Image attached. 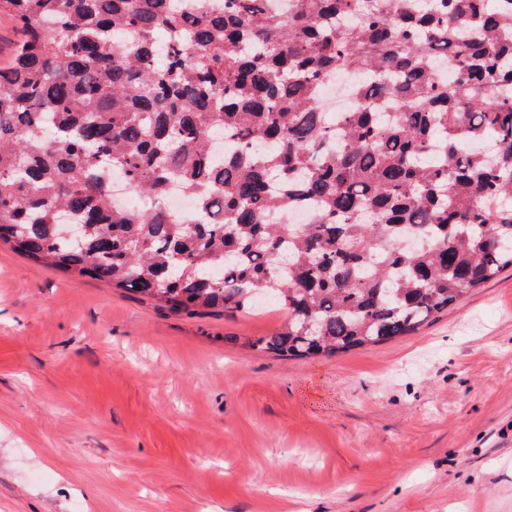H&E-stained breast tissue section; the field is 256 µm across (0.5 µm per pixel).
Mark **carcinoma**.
Returning a JSON list of instances; mask_svg holds the SVG:
<instances>
[{"label":"carcinoma","instance_id":"carcinoma-1","mask_svg":"<svg viewBox=\"0 0 512 512\" xmlns=\"http://www.w3.org/2000/svg\"><path fill=\"white\" fill-rule=\"evenodd\" d=\"M4 17L0 242L36 263L176 314L270 294L286 319L245 345L280 357L407 336L512 268L501 0H0ZM341 72L366 82L337 116L320 100ZM121 175L147 205L112 200Z\"/></svg>","mask_w":512,"mask_h":512}]
</instances>
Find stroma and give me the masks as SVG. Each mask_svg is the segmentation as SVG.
Returning a JSON list of instances; mask_svg holds the SVG:
<instances>
[{
    "mask_svg": "<svg viewBox=\"0 0 512 512\" xmlns=\"http://www.w3.org/2000/svg\"><path fill=\"white\" fill-rule=\"evenodd\" d=\"M0 243V512H512V268L417 333L259 353Z\"/></svg>",
    "mask_w": 512,
    "mask_h": 512,
    "instance_id": "35a3bbf8",
    "label": "stroma"
}]
</instances>
